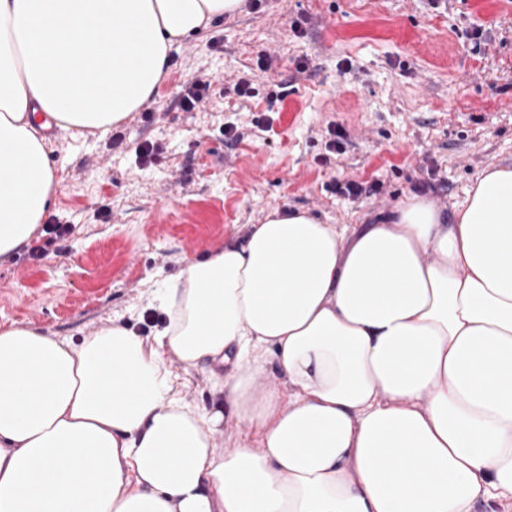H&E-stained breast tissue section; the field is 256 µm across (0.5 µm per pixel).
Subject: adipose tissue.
I'll return each mask as SVG.
<instances>
[{"mask_svg":"<svg viewBox=\"0 0 512 512\" xmlns=\"http://www.w3.org/2000/svg\"><path fill=\"white\" fill-rule=\"evenodd\" d=\"M240 6L0 0V261L56 192L36 113L108 131ZM153 302L149 344L0 327V512H512V165L448 214L272 210ZM219 359L196 408L170 363Z\"/></svg>","mask_w":512,"mask_h":512,"instance_id":"obj_1","label":"adipose tissue"}]
</instances>
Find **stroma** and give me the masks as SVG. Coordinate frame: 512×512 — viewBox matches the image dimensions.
<instances>
[{
  "label": "stroma",
  "instance_id": "1",
  "mask_svg": "<svg viewBox=\"0 0 512 512\" xmlns=\"http://www.w3.org/2000/svg\"><path fill=\"white\" fill-rule=\"evenodd\" d=\"M195 76L209 98L186 112ZM40 134L58 181L48 215L72 231L43 259L21 248L0 263V326L78 345L122 318L147 337L151 290L272 209L376 224L411 193L461 205L481 171L512 164V0L247 2L178 43L155 97L109 131ZM349 180L381 191L337 193ZM172 370L202 409L225 367Z\"/></svg>",
  "mask_w": 512,
  "mask_h": 512
}]
</instances>
